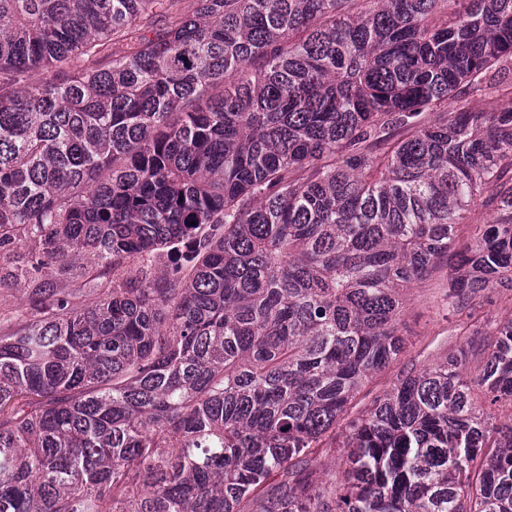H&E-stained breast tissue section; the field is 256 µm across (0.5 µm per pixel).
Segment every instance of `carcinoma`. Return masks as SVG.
Instances as JSON below:
<instances>
[{"mask_svg":"<svg viewBox=\"0 0 512 512\" xmlns=\"http://www.w3.org/2000/svg\"><path fill=\"white\" fill-rule=\"evenodd\" d=\"M360 2L0 0V512H512V319L346 420L512 293V0ZM464 216L463 224L459 229V241L461 242L467 241L476 227H484V224L491 220L490 213L478 207H472ZM447 274L448 265H445L407 290L403 320L409 336L408 346L397 361L357 395L350 417L365 411L376 396L411 369H423L454 353L464 338L481 343L483 336L476 335V330L487 331L489 323L512 318L511 301L498 293H492L495 302L485 304L478 318H469L467 311H449L448 288H445Z\"/></svg>","mask_w":512,"mask_h":512,"instance_id":"carcinoma-1","label":"carcinoma"}]
</instances>
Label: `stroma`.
I'll return each instance as SVG.
<instances>
[{
  "label": "stroma",
  "mask_w": 512,
  "mask_h": 512,
  "mask_svg": "<svg viewBox=\"0 0 512 512\" xmlns=\"http://www.w3.org/2000/svg\"><path fill=\"white\" fill-rule=\"evenodd\" d=\"M447 269H439L428 279L414 284L407 292L403 320L408 346L397 361L387 367L357 395L353 414H361L373 399L388 390L405 373L420 370L456 351L460 341L475 338L490 323L512 318V302L496 298L484 306L478 317L448 309Z\"/></svg>",
  "instance_id": "obj_1"
}]
</instances>
